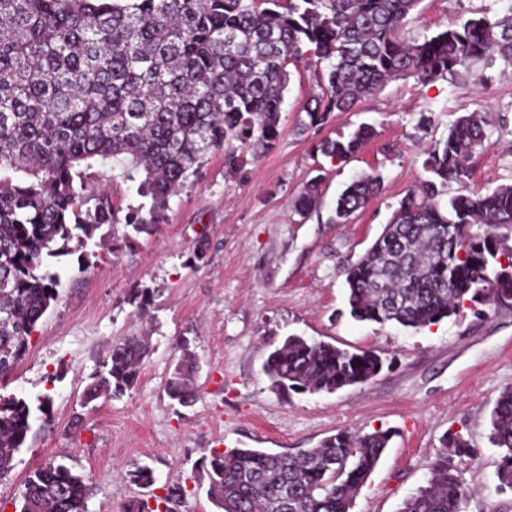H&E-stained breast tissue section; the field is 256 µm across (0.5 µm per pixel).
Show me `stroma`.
I'll use <instances>...</instances> for the list:
<instances>
[{"mask_svg":"<svg viewBox=\"0 0 512 512\" xmlns=\"http://www.w3.org/2000/svg\"><path fill=\"white\" fill-rule=\"evenodd\" d=\"M482 12L512 16V0H420L408 27L429 33ZM318 77L314 62L293 67L273 148L235 170L225 169L223 151L207 153L151 232L126 225L130 210L151 204L136 181L92 168V180L112 198L114 219L88 244L69 241L43 260L60 276L59 297L0 380V396L33 402L46 395L50 410L0 477V512H14L28 475L48 460L67 464L91 486L88 512H121L143 496L127 477L140 465L153 469L155 495L187 488L177 512H215L202 489L201 461L210 451L295 453L340 431L378 429L393 438L352 512H399L426 485L450 432L474 450L460 466L470 491L464 512H512V491L497 489L501 451L488 440L490 411L512 386V308H466L417 330L358 322L348 312L343 274L424 178L426 148L459 115L479 114L488 134V149L471 160V189L512 185V65L490 54L451 83L399 77L352 111L306 129L299 119L319 91ZM362 124L376 136L352 158L317 152L323 138ZM372 172L382 179L380 193L348 223H329L344 186ZM315 178L318 201L298 212L295 198ZM144 288L153 292L146 316L134 303ZM132 334L149 344L137 384L82 407V392L113 343ZM292 334L374 351L384 368L370 383L332 394H275L261 363ZM186 347L200 364L197 399L187 408L165 391Z\"/></svg>","mask_w":512,"mask_h":512,"instance_id":"1","label":"stroma"}]
</instances>
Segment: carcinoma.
<instances>
[{"label": "carcinoma", "instance_id": "carcinoma-1", "mask_svg": "<svg viewBox=\"0 0 512 512\" xmlns=\"http://www.w3.org/2000/svg\"><path fill=\"white\" fill-rule=\"evenodd\" d=\"M419 0H0V379L24 355L37 323L58 297L59 275L41 271L52 245L113 222L112 199L87 197L86 170L109 165L140 174L149 217L126 225L147 233L171 197L196 174L203 156L224 150V165L267 151L281 133L289 66L325 64L320 93L303 108L304 126L321 127L387 82L412 76L446 80L489 52L512 65V22L487 15L431 34L406 32ZM375 136L361 124L327 137L318 151L344 161ZM488 146L481 118L458 116L423 161L427 177L398 202L366 252L345 269L350 315L420 329L492 303L512 307V185L468 188L469 160ZM457 191L448 194V186ZM381 188L380 175L351 180L336 199L331 224H344ZM306 185L295 205L316 201ZM477 230H472V227ZM147 343L112 344L103 372L81 404L94 407L139 380ZM383 369L371 351L351 352L291 335L262 363L275 393H333L364 385ZM199 366L182 345L166 392L194 404ZM50 397L32 404L0 397V475L8 472ZM489 441L502 449L498 488L512 491V386L495 401ZM390 430L343 431L296 454L255 448L204 458L205 492L217 512H351L354 499L388 447ZM427 485L400 512H461L469 491L459 465L467 440L441 441ZM129 479L151 488V467ZM91 488L64 463L49 461L24 485L15 512H86ZM186 490L137 497L123 512H173Z\"/></svg>", "mask_w": 512, "mask_h": 512}]
</instances>
